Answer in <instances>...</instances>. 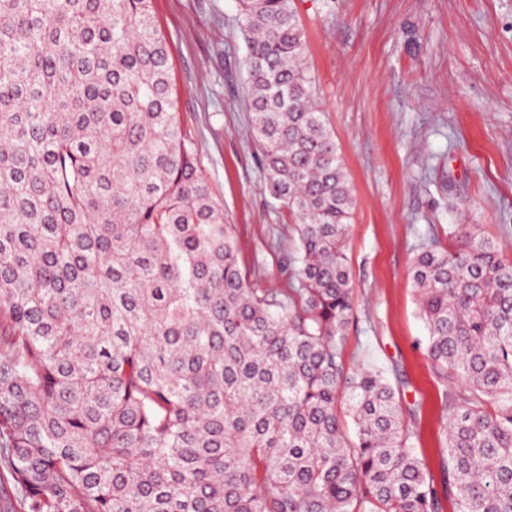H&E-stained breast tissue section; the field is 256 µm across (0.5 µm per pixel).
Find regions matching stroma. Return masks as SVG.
I'll list each match as a JSON object with an SVG mask.
<instances>
[{"label": "stroma", "mask_w": 512, "mask_h": 512, "mask_svg": "<svg viewBox=\"0 0 512 512\" xmlns=\"http://www.w3.org/2000/svg\"><path fill=\"white\" fill-rule=\"evenodd\" d=\"M177 111L251 280L286 288L295 234L245 136L246 53L237 0H153ZM315 101L356 205L349 365L400 390L433 477L447 458L442 380L426 353L410 278L415 248L466 216L512 257V0H294Z\"/></svg>", "instance_id": "stroma-1"}]
</instances>
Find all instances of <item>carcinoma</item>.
<instances>
[{
	"label": "carcinoma",
	"instance_id": "carcinoma-1",
	"mask_svg": "<svg viewBox=\"0 0 512 512\" xmlns=\"http://www.w3.org/2000/svg\"><path fill=\"white\" fill-rule=\"evenodd\" d=\"M250 135L293 285L241 269L153 0H0V512H512V259L411 261L448 398L431 478L384 369L349 366L354 196L292 0H239Z\"/></svg>",
	"mask_w": 512,
	"mask_h": 512
}]
</instances>
